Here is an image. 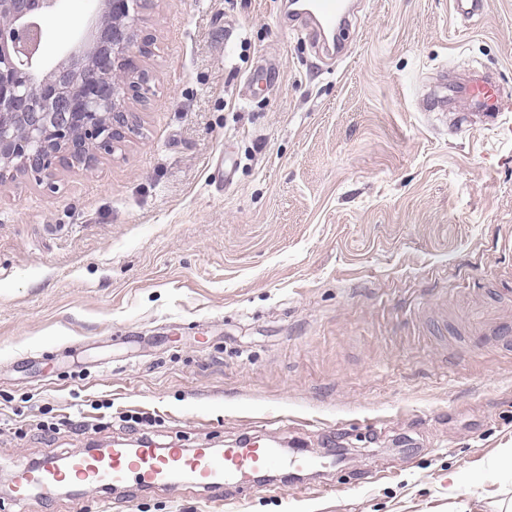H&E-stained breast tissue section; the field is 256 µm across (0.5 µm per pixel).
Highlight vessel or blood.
<instances>
[{"instance_id":"obj_1","label":"vessel or blood","mask_w":512,"mask_h":512,"mask_svg":"<svg viewBox=\"0 0 512 512\" xmlns=\"http://www.w3.org/2000/svg\"><path fill=\"white\" fill-rule=\"evenodd\" d=\"M293 16L311 25L316 37L342 35L349 23L346 0H305ZM451 96L469 100L474 110L489 117L504 108L498 89L478 76L457 84L452 94L433 95L430 105L442 108ZM281 463L284 462L276 449L255 435L246 436L221 451L174 445L161 447L148 438L139 439L133 448L116 443L109 448H93L71 456L50 448L37 461L19 466L11 502L17 512H22L32 488H40L43 495L50 496L71 482L105 491L131 485L172 487L186 478L200 488L207 501L221 502L228 486L255 485L257 474L278 468Z\"/></svg>"}]
</instances>
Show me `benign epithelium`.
Instances as JSON below:
<instances>
[{"label":"benign epithelium","mask_w":512,"mask_h":512,"mask_svg":"<svg viewBox=\"0 0 512 512\" xmlns=\"http://www.w3.org/2000/svg\"><path fill=\"white\" fill-rule=\"evenodd\" d=\"M145 5L90 0L91 28L46 68L41 21L61 0H0V179L20 172L55 191L59 170L112 153L132 127L128 102L148 83L132 68V18Z\"/></svg>","instance_id":"7a95c632"}]
</instances>
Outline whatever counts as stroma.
<instances>
[{
    "label": "stroma",
    "instance_id": "1",
    "mask_svg": "<svg viewBox=\"0 0 512 512\" xmlns=\"http://www.w3.org/2000/svg\"><path fill=\"white\" fill-rule=\"evenodd\" d=\"M282 2L151 0L135 131L57 191L0 183V512L7 459L133 440L135 416L162 446L257 430L321 465L230 509L131 486L126 512H512V110L426 100L473 67L512 96V0H358L333 61ZM87 10L44 20L45 64Z\"/></svg>",
    "mask_w": 512,
    "mask_h": 512
}]
</instances>
